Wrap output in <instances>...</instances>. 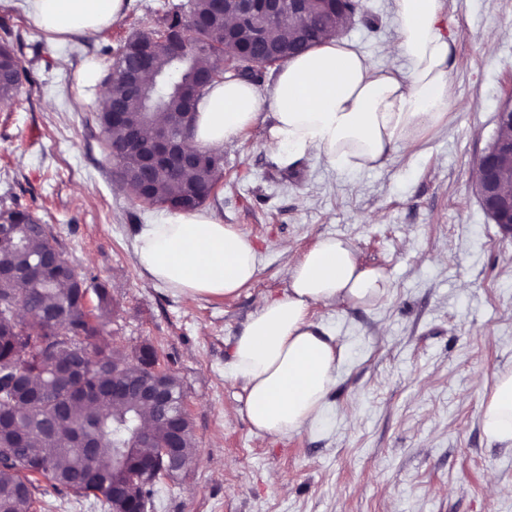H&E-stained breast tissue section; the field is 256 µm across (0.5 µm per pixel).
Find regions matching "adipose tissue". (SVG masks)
<instances>
[{"label": "adipose tissue", "mask_w": 512, "mask_h": 512, "mask_svg": "<svg viewBox=\"0 0 512 512\" xmlns=\"http://www.w3.org/2000/svg\"><path fill=\"white\" fill-rule=\"evenodd\" d=\"M35 26L49 34L91 33L124 12L126 0H27ZM402 71L375 67L344 40L326 35L289 59L272 101L253 84L225 78L198 104L194 142L235 144L270 106L266 143L283 167L315 153L330 166L376 169L400 146L416 142L447 116L455 97L448 73L451 36L444 0H395ZM140 264L178 294L233 297L257 273L248 236L213 210L166 216L137 244ZM386 279L360 265L347 239H319L290 270L287 292L263 299L232 350V373L245 384V413L260 434L303 430L318 418L336 381L333 338L309 317L315 304L363 306L385 292ZM487 435L512 442V371L501 373L484 411Z\"/></svg>", "instance_id": "ef3b65f1"}]
</instances>
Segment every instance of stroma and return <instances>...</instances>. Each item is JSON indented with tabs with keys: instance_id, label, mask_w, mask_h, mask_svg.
<instances>
[{
	"instance_id": "obj_1",
	"label": "stroma",
	"mask_w": 512,
	"mask_h": 512,
	"mask_svg": "<svg viewBox=\"0 0 512 512\" xmlns=\"http://www.w3.org/2000/svg\"><path fill=\"white\" fill-rule=\"evenodd\" d=\"M126 2L110 27L61 38L36 28L24 0H0V44L25 69L14 103H0V210L49 224L76 276L106 284L112 312L100 328L113 348L152 346L181 380L194 462L156 483L151 512H512V445L483 425L498 375L512 370V236L473 189L512 99V0H446L455 102L447 122L384 166L343 171L311 154L280 168L267 107L222 149L224 177L205 205L259 260L231 298L172 293L137 260L139 235L168 211L118 192L96 120L102 79L130 35L153 33L182 0ZM362 2L344 39L375 66H396L394 0ZM89 62L99 80L83 87ZM327 235L349 239L390 287L372 306L311 308L334 338L336 383L301 432L255 433L230 375L234 340ZM34 512L104 510L43 481Z\"/></svg>"
}]
</instances>
